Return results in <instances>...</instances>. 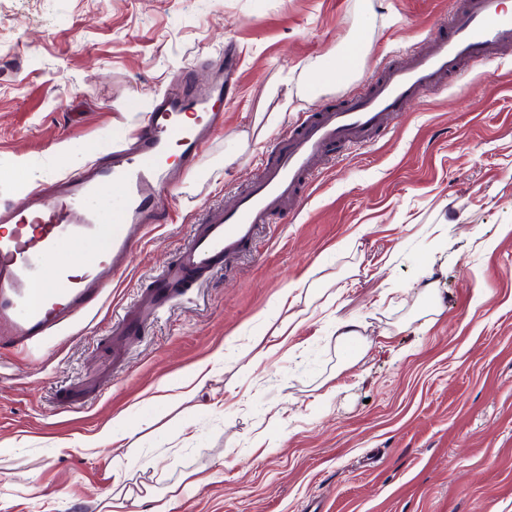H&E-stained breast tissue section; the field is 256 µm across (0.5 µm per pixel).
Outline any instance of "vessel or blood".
<instances>
[{"label":"vessel or blood","instance_id":"vessel-or-blood-1","mask_svg":"<svg viewBox=\"0 0 512 512\" xmlns=\"http://www.w3.org/2000/svg\"><path fill=\"white\" fill-rule=\"evenodd\" d=\"M426 48L388 62L368 88L345 104L302 113L280 134L260 175L232 207L214 206L195 219L176 263L157 275L153 288L112 324V364L121 366L128 342L150 314L175 296L176 286L197 281L238 259L256 241L261 225L294 216L305 189L333 151L388 134L399 112L421 92L443 90L466 65L512 50V17L499 0H464L449 24L431 30ZM195 115L194 125L180 122ZM224 122V85L201 84L196 67L183 69L167 96L157 100L136 140L81 172L33 190L23 208H0V346L23 352L72 327L100 303L129 267L139 231L163 223L161 195L179 169L191 165ZM178 161L166 159L171 142ZM120 190L121 206L106 212L107 187ZM98 244L78 273L43 272L64 243Z\"/></svg>","mask_w":512,"mask_h":512}]
</instances>
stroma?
<instances>
[{
  "label": "stroma",
  "instance_id": "stroma-1",
  "mask_svg": "<svg viewBox=\"0 0 512 512\" xmlns=\"http://www.w3.org/2000/svg\"><path fill=\"white\" fill-rule=\"evenodd\" d=\"M459 2L0 0V205L112 152L178 69L201 59L210 77L228 42L239 59L223 129L168 195L175 221L152 228L87 319L0 355V512H100L117 484L130 512L176 486L172 512H512V51L335 155L298 214L182 288L126 364L100 372L113 318L177 259L203 207L230 204L276 133L362 92ZM356 39L367 52L348 82L322 81ZM285 75L292 103L264 129ZM433 224L447 227L443 246ZM429 269L437 315L416 292ZM314 287L285 347L255 360L288 290ZM346 318L367 347L347 369L334 337ZM205 360L206 386L181 393ZM94 379L79 409L60 411ZM163 380L172 389L154 399ZM108 422L133 431L128 447H78Z\"/></svg>",
  "mask_w": 512,
  "mask_h": 512
}]
</instances>
